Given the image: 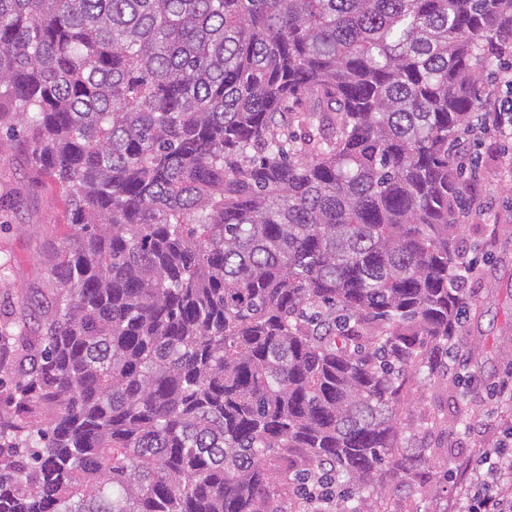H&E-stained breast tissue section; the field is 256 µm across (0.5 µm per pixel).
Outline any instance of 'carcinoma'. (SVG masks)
Instances as JSON below:
<instances>
[{
  "label": "carcinoma",
  "instance_id": "carcinoma-1",
  "mask_svg": "<svg viewBox=\"0 0 512 512\" xmlns=\"http://www.w3.org/2000/svg\"><path fill=\"white\" fill-rule=\"evenodd\" d=\"M512 0H0V133L65 194L0 318V512H392L473 300L460 134Z\"/></svg>",
  "mask_w": 512,
  "mask_h": 512
}]
</instances>
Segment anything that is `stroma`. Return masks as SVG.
I'll use <instances>...</instances> for the list:
<instances>
[{"mask_svg": "<svg viewBox=\"0 0 512 512\" xmlns=\"http://www.w3.org/2000/svg\"><path fill=\"white\" fill-rule=\"evenodd\" d=\"M470 151L478 159L482 178L465 181L463 195L479 197L484 210L466 219L463 232L477 243L481 260L465 280L475 303L455 350L462 358L471 350L480 353L483 384L469 387L470 401L449 421L447 433L420 428L427 416L450 412L442 385L429 382L412 389L403 413L416 429L417 441L451 444L459 461L468 458L472 448L501 437L505 424L493 410L488 389L512 369L505 361L512 353V140L489 135L472 140ZM69 232L68 211L58 187L36 177L16 145L0 139V262L8 264L0 282L1 304L35 292L51 296L48 269L53 249ZM465 478L463 469H454L447 482L421 494H399L394 505L398 512H457Z\"/></svg>", "mask_w": 512, "mask_h": 512, "instance_id": "1", "label": "stroma"}]
</instances>
